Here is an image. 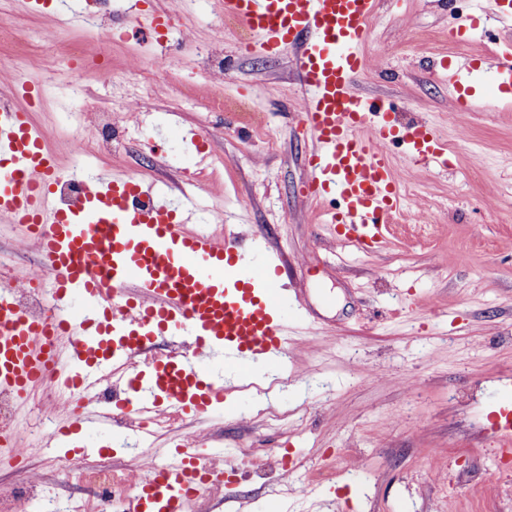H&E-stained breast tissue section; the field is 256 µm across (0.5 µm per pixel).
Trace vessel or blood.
Masks as SVG:
<instances>
[{
    "instance_id": "b4317fda",
    "label": "vessel or blood",
    "mask_w": 512,
    "mask_h": 512,
    "mask_svg": "<svg viewBox=\"0 0 512 512\" xmlns=\"http://www.w3.org/2000/svg\"><path fill=\"white\" fill-rule=\"evenodd\" d=\"M377 6L378 0L222 3L225 17L241 26L251 47L271 55L294 48L305 97L299 119L313 137L304 191L332 199L325 223L366 251L383 243L390 216L403 206L385 143L399 139L414 161L448 164V147L430 125L401 123L395 105L354 92ZM440 68L458 91L472 65L444 58ZM19 97L26 108L16 106ZM40 97L36 84L0 93V221L34 232L43 266L53 276L57 308L76 298L87 307L76 319L33 322L10 291L0 290V388L22 400L52 376L87 388L116 378L124 350L180 336L182 348L154 358L135 375L125 404L112 415L223 410L224 379L211 363L244 377L254 366L281 364L288 355L290 298L280 255L251 258L236 238L216 241L188 232L198 221L196 203L171 206L164 189L145 186L131 174L102 170L83 177L78 198L61 203L57 187L71 173L30 119L28 107ZM50 336L67 337V348L48 347ZM107 417L67 414L52 440L61 449L75 447L82 457L102 454V447L79 437ZM223 476L205 456L179 449L174 463L140 480L127 512H185L192 498Z\"/></svg>"
}]
</instances>
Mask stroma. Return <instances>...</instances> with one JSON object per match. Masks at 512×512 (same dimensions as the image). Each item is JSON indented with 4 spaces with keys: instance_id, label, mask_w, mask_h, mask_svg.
<instances>
[{
    "instance_id": "1",
    "label": "stroma",
    "mask_w": 512,
    "mask_h": 512,
    "mask_svg": "<svg viewBox=\"0 0 512 512\" xmlns=\"http://www.w3.org/2000/svg\"><path fill=\"white\" fill-rule=\"evenodd\" d=\"M130 3L108 4L111 47H85L110 58L117 81L107 85L69 62L80 32L68 13L89 12L88 0L43 11L0 0V18L49 41L30 74L46 92L32 120L63 166L142 169L144 182L196 202L194 231L261 240L288 266L300 299L288 309L287 365L256 369L225 390L222 415L193 418L197 447L231 469L198 512H264L276 498L287 512H323L326 499L333 512H487L484 493L494 512H512L498 442V402L512 392V87L492 69L500 43L512 41V0H379L355 92L393 102L402 122L431 125L448 164L387 145L406 208L370 252L337 239L318 219L322 203L302 191L311 140L290 53L247 51L233 30L214 41L220 0H152L139 18ZM478 7L484 32L458 34ZM156 13L172 29L191 25L192 43L176 52L152 44ZM444 57L479 62L471 111L454 112L456 94L435 66ZM217 95L252 111H216ZM88 99L123 114L137 144L70 155L68 135L92 134L75 125ZM182 127L204 134L200 156L181 143ZM184 437L176 427L151 445L109 431L90 441L120 463L145 450L164 460Z\"/></svg>"
}]
</instances>
